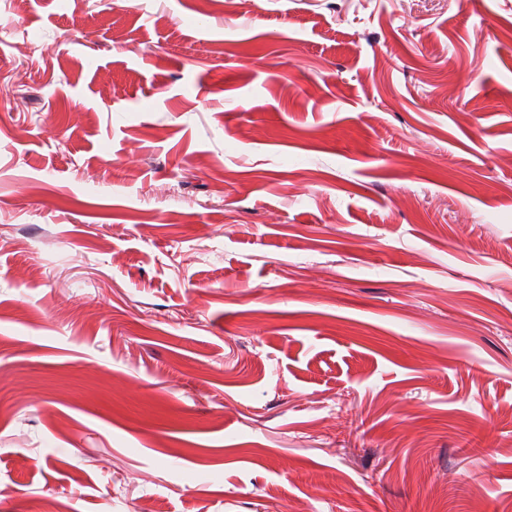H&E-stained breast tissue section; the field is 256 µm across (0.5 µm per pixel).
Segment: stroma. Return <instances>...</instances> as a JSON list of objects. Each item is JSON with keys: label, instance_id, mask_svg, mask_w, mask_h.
Here are the masks:
<instances>
[{"label": "stroma", "instance_id": "obj_1", "mask_svg": "<svg viewBox=\"0 0 512 512\" xmlns=\"http://www.w3.org/2000/svg\"><path fill=\"white\" fill-rule=\"evenodd\" d=\"M50 495L512 512V0H0V512Z\"/></svg>", "mask_w": 512, "mask_h": 512}]
</instances>
